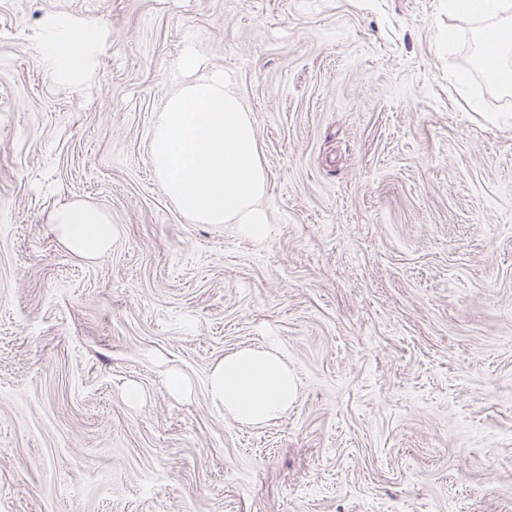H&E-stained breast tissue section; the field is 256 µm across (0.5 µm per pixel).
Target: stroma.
I'll list each match as a JSON object with an SVG mask.
<instances>
[{
	"mask_svg": "<svg viewBox=\"0 0 512 512\" xmlns=\"http://www.w3.org/2000/svg\"><path fill=\"white\" fill-rule=\"evenodd\" d=\"M53 13L101 26L90 80L43 66ZM191 37L253 116L265 241L148 163ZM479 41L448 0H0V512H512V91ZM73 200L103 259L48 224ZM270 346L288 412L214 407ZM49 224H54L65 246L74 254L95 260L112 247V224L98 208L80 201H68L56 207ZM208 395L235 419L261 425L288 411L296 381L275 349L243 348L213 368Z\"/></svg>",
	"mask_w": 512,
	"mask_h": 512,
	"instance_id": "1",
	"label": "stroma"
}]
</instances>
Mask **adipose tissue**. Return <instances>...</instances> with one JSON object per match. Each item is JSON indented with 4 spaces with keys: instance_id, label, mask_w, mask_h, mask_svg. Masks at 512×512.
<instances>
[{
    "instance_id": "1",
    "label": "adipose tissue",
    "mask_w": 512,
    "mask_h": 512,
    "mask_svg": "<svg viewBox=\"0 0 512 512\" xmlns=\"http://www.w3.org/2000/svg\"><path fill=\"white\" fill-rule=\"evenodd\" d=\"M449 8L480 23L493 53L485 66L500 70L512 60V0H450ZM40 52L54 80L71 84L87 78L102 44L100 30L69 18L49 21L39 33ZM49 221L74 254L95 260L112 247V224L98 208L80 201L56 207ZM211 402L235 419L261 425L294 403L296 381L275 349L243 348L217 364L208 381Z\"/></svg>"
}]
</instances>
